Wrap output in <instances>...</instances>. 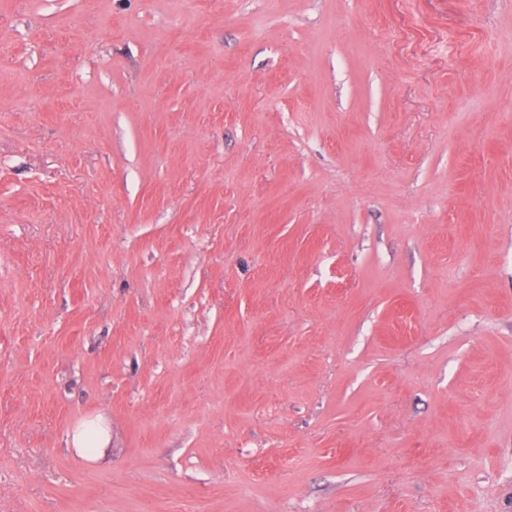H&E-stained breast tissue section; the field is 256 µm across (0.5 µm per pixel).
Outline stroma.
<instances>
[{"label":"stroma","mask_w":512,"mask_h":512,"mask_svg":"<svg viewBox=\"0 0 512 512\" xmlns=\"http://www.w3.org/2000/svg\"><path fill=\"white\" fill-rule=\"evenodd\" d=\"M0 512H512V0H0Z\"/></svg>","instance_id":"1"}]
</instances>
